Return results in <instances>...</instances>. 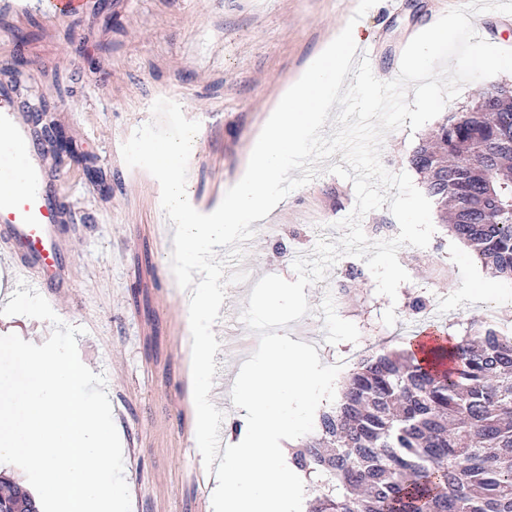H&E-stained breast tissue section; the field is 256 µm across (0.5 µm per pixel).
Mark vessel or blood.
<instances>
[{"label": "vessel or blood", "mask_w": 512, "mask_h": 512, "mask_svg": "<svg viewBox=\"0 0 512 512\" xmlns=\"http://www.w3.org/2000/svg\"><path fill=\"white\" fill-rule=\"evenodd\" d=\"M43 11L62 17L87 0H41ZM42 132L31 123L14 89L0 85V290L26 282L51 299L69 292L67 210L56 194V176L43 160Z\"/></svg>", "instance_id": "1"}]
</instances>
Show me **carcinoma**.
<instances>
[{"label": "carcinoma", "mask_w": 512, "mask_h": 512, "mask_svg": "<svg viewBox=\"0 0 512 512\" xmlns=\"http://www.w3.org/2000/svg\"><path fill=\"white\" fill-rule=\"evenodd\" d=\"M410 164L450 235L512 279V89L451 113ZM288 454L321 478L307 512H512V336L474 319L420 354L363 356Z\"/></svg>", "instance_id": "obj_1"}]
</instances>
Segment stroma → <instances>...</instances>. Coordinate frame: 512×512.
Here are the masks:
<instances>
[{
    "label": "stroma",
    "instance_id": "stroma-1",
    "mask_svg": "<svg viewBox=\"0 0 512 512\" xmlns=\"http://www.w3.org/2000/svg\"><path fill=\"white\" fill-rule=\"evenodd\" d=\"M459 2L378 0L360 21L378 79L392 80L387 62L400 60L413 36ZM352 8L351 0H88L84 12L61 19L35 7L0 11V68L21 59L20 100L35 108L40 97L49 98L50 119L78 151L52 161L73 242L72 288L53 309L82 327L79 358L105 375L110 402L120 409L114 422L126 450L131 512H212V483L193 437L189 316L170 267L174 245L160 185L128 167L121 146L152 121L156 99L179 103L201 124L186 191L199 212H211L241 175L267 112ZM439 124L435 118L418 130L387 134L383 165L421 185L409 157ZM355 201L352 183L326 171L284 198L268 224L255 227L239 264L247 280L226 289L239 311L262 276L295 280L298 254H312L319 239H339L336 224ZM432 222L427 248L398 252L409 280L396 301L378 294L368 274L350 284L343 310L317 282L305 289L310 313L288 324V336L314 345L330 365L361 339L375 347L411 338L427 321L415 310L420 295L430 297L437 325L451 334L486 305L512 304V280L475 263L440 216ZM390 307L397 321L387 326L382 315ZM239 311L213 326L218 341L243 347L224 359L219 400L227 426L244 415L231 391L258 343Z\"/></svg>",
    "mask_w": 512,
    "mask_h": 512
}]
</instances>
